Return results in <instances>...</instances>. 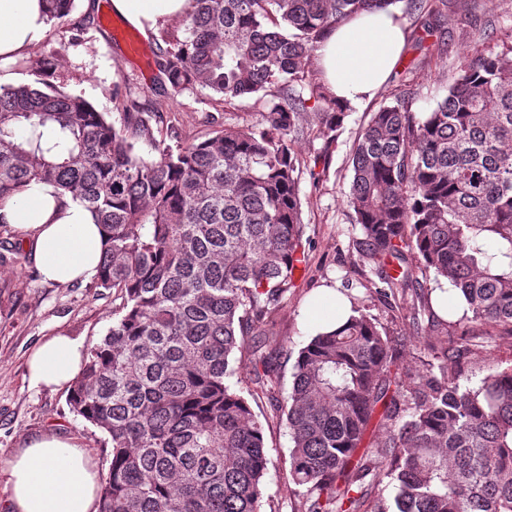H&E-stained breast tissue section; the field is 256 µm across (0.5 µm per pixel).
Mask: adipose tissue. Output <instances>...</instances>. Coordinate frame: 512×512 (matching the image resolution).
<instances>
[{"label": "adipose tissue", "mask_w": 512, "mask_h": 512, "mask_svg": "<svg viewBox=\"0 0 512 512\" xmlns=\"http://www.w3.org/2000/svg\"><path fill=\"white\" fill-rule=\"evenodd\" d=\"M192 0H112L113 10L142 30L186 15ZM49 27L43 0H0V61L28 54ZM406 41L391 13L359 15L330 33L317 55L329 91L351 104L377 93ZM0 222L23 236L44 281L72 286L94 279L106 239L93 213L72 194L31 181L0 205ZM84 352L69 336L45 338L28 360L32 385L60 388L82 373ZM0 473L5 512H97L100 477L84 448L48 432L10 454Z\"/></svg>", "instance_id": "obj_1"}]
</instances>
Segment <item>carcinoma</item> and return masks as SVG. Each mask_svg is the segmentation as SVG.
<instances>
[{
	"label": "carcinoma",
	"instance_id": "1",
	"mask_svg": "<svg viewBox=\"0 0 512 512\" xmlns=\"http://www.w3.org/2000/svg\"><path fill=\"white\" fill-rule=\"evenodd\" d=\"M401 1L422 58L355 139L345 204L376 292L414 291L413 319L429 313L427 329L453 340L428 345L410 381L393 377L394 340L352 297L346 324L298 351L280 399L265 348L288 351L267 326L305 261L297 143L321 141L328 159L350 111L314 56L337 25ZM45 2L51 23L69 22L75 0ZM447 12L448 0H193L183 34L153 35L164 86L254 97L263 121L174 148L135 102L115 100L118 128L49 82L55 57L17 60L29 79L0 86V201L37 180L86 203L107 236L96 285L122 298L69 394L111 442L99 512H260L264 425L228 384L246 360L251 396L288 426L304 512H512V365L460 384L477 339L512 335V46L464 56L439 73L446 96L413 112ZM430 275L463 295L460 316L431 310ZM385 479L390 501L373 495Z\"/></svg>",
	"mask_w": 512,
	"mask_h": 512
}]
</instances>
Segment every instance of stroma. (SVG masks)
I'll return each instance as SVG.
<instances>
[{
	"instance_id": "1",
	"label": "stroma",
	"mask_w": 512,
	"mask_h": 512,
	"mask_svg": "<svg viewBox=\"0 0 512 512\" xmlns=\"http://www.w3.org/2000/svg\"><path fill=\"white\" fill-rule=\"evenodd\" d=\"M93 18L84 33L68 27H50L30 57L54 54L60 67L50 74L55 84L82 96L95 109L109 112L113 96L130 98L141 109H151L160 77L154 63L155 45L150 35H141L144 52L132 57L123 41L114 39V26L123 20L113 14L111 0H76L73 20ZM448 54L433 60L416 79L417 95L412 109L425 112L446 94L438 78L442 68H453L467 54L490 53L512 45V0H478L472 17H464L456 6L447 16ZM399 86L390 78L373 97L353 105L330 160H323L320 142L307 138L297 145L302 162L303 243L307 260L300 264L294 285L274 321L275 331L288 337V349L298 352L311 331L303 316L309 297L326 287L349 288L367 313L384 326L395 341L400 358L395 373L417 367L428 345L444 346L445 337L426 338L416 331L405 303L384 299L366 288L373 274L352 249L357 230L351 223L344 194L351 182L349 154L370 112L391 101ZM262 105L256 98L242 97L225 103L202 92L175 97L170 111L161 119L169 128L166 142L201 141L225 123L257 124ZM0 253L9 263L0 266V462L28 438L57 430L85 448L100 472H107L111 444L106 434L72 412L68 389L33 387L27 377L26 361L46 336L63 333L83 348L99 343L112 325V313L122 302L118 294L95 288L93 283L59 287L41 282L30 254L9 225L0 224ZM512 363V336L496 333L482 339L481 357L471 363L468 384L478 387L490 368ZM265 446L270 462L264 478L261 512H297L301 489L289 475L293 446L284 422L270 419L265 426Z\"/></svg>"
}]
</instances>
